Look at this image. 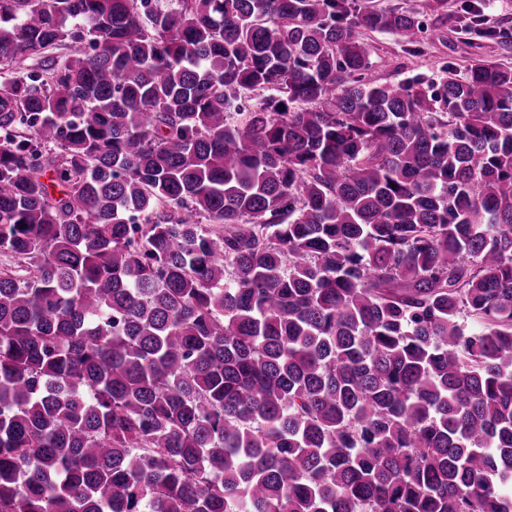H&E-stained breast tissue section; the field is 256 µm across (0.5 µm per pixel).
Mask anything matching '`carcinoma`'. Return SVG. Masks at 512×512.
<instances>
[{
  "instance_id": "cac0c4a2",
  "label": "carcinoma",
  "mask_w": 512,
  "mask_h": 512,
  "mask_svg": "<svg viewBox=\"0 0 512 512\" xmlns=\"http://www.w3.org/2000/svg\"><path fill=\"white\" fill-rule=\"evenodd\" d=\"M377 29L0 0V65L73 50L0 86V512H512V68Z\"/></svg>"
}]
</instances>
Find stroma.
I'll return each mask as SVG.
<instances>
[{
    "instance_id": "1",
    "label": "stroma",
    "mask_w": 512,
    "mask_h": 512,
    "mask_svg": "<svg viewBox=\"0 0 512 512\" xmlns=\"http://www.w3.org/2000/svg\"><path fill=\"white\" fill-rule=\"evenodd\" d=\"M461 3L448 0L449 18L442 21L427 9L426 0H368L369 6L377 10L417 12L426 24L420 41L412 45L389 30L363 32L362 39L370 49L371 78L387 84L436 80L443 67L451 64L461 69L474 57L511 66L512 40L504 44L483 41L454 22Z\"/></svg>"
}]
</instances>
